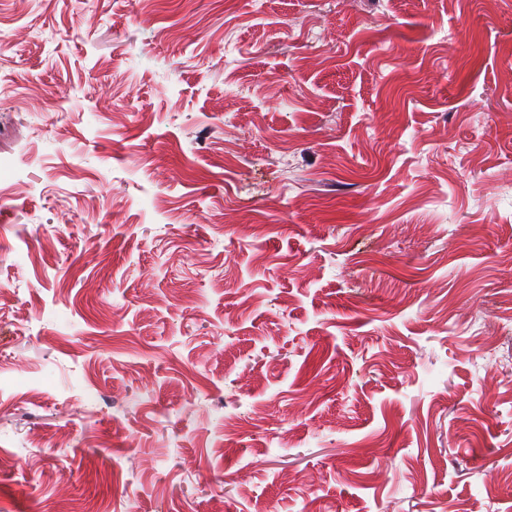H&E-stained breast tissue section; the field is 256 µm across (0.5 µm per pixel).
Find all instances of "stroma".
<instances>
[{
	"label": "stroma",
	"mask_w": 512,
	"mask_h": 512,
	"mask_svg": "<svg viewBox=\"0 0 512 512\" xmlns=\"http://www.w3.org/2000/svg\"><path fill=\"white\" fill-rule=\"evenodd\" d=\"M0 292V512H512V0H0Z\"/></svg>",
	"instance_id": "obj_1"
}]
</instances>
